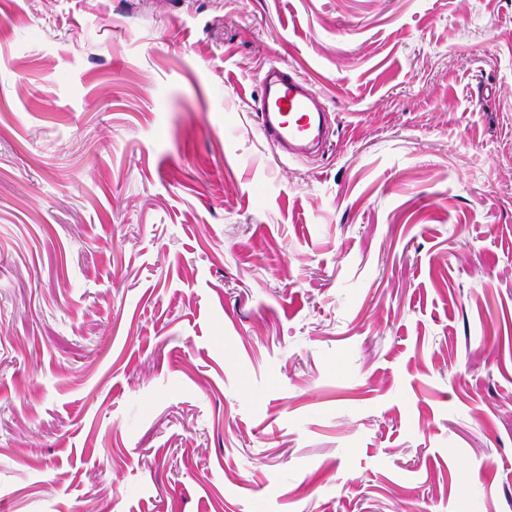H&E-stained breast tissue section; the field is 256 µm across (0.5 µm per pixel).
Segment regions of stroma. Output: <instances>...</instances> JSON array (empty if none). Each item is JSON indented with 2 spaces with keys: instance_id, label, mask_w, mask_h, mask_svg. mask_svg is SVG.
Returning <instances> with one entry per match:
<instances>
[{
  "instance_id": "1",
  "label": "stroma",
  "mask_w": 512,
  "mask_h": 512,
  "mask_svg": "<svg viewBox=\"0 0 512 512\" xmlns=\"http://www.w3.org/2000/svg\"><path fill=\"white\" fill-rule=\"evenodd\" d=\"M1 502L512 512V0H0ZM260 84V130L269 143L291 150L322 139L323 113L316 106L314 94L295 71L272 64Z\"/></svg>"
}]
</instances>
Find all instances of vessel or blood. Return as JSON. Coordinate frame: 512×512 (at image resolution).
Returning <instances> with one entry per match:
<instances>
[{
  "instance_id": "vessel-or-blood-1",
  "label": "vessel or blood",
  "mask_w": 512,
  "mask_h": 512,
  "mask_svg": "<svg viewBox=\"0 0 512 512\" xmlns=\"http://www.w3.org/2000/svg\"><path fill=\"white\" fill-rule=\"evenodd\" d=\"M261 88L260 130L269 143L293 149L322 139L323 114L306 82L295 71L284 65H271Z\"/></svg>"
}]
</instances>
